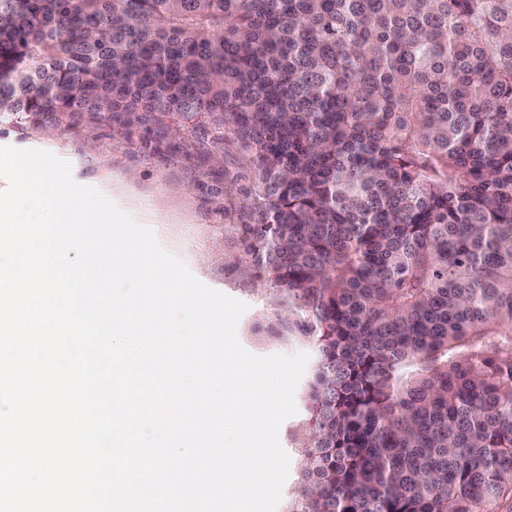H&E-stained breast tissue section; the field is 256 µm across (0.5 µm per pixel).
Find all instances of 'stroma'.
<instances>
[{"instance_id":"stroma-1","label":"stroma","mask_w":512,"mask_h":512,"mask_svg":"<svg viewBox=\"0 0 512 512\" xmlns=\"http://www.w3.org/2000/svg\"><path fill=\"white\" fill-rule=\"evenodd\" d=\"M0 146L47 151L72 165L80 184L97 188L139 224L151 227L159 243L182 259L207 286L247 304L237 336L256 355L310 352L308 343L289 339L273 319L288 297L238 270L235 227L249 221L239 194L226 184L247 170L230 142L218 141L208 123L187 127L171 122L164 132L102 124L88 133L31 125L22 116L0 115ZM305 386L295 394L297 412L286 419L279 440L290 470L278 512L298 486L296 438L305 421Z\"/></svg>"}]
</instances>
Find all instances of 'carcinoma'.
<instances>
[{
  "label": "carcinoma",
  "mask_w": 512,
  "mask_h": 512,
  "mask_svg": "<svg viewBox=\"0 0 512 512\" xmlns=\"http://www.w3.org/2000/svg\"><path fill=\"white\" fill-rule=\"evenodd\" d=\"M205 120L316 357L287 512H512V0H0V114Z\"/></svg>",
  "instance_id": "obj_1"
}]
</instances>
